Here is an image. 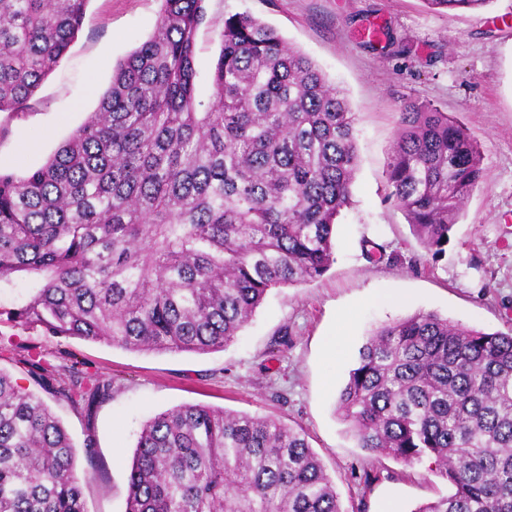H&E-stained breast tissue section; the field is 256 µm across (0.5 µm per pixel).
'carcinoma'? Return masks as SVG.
I'll list each match as a JSON object with an SVG mask.
<instances>
[{
  "mask_svg": "<svg viewBox=\"0 0 512 512\" xmlns=\"http://www.w3.org/2000/svg\"><path fill=\"white\" fill-rule=\"evenodd\" d=\"M88 0H0V112L27 108ZM205 0H162L153 34L113 67L98 110L39 168L0 172V289L30 281L0 324L138 352L233 343L275 288L321 278L358 165L347 94L249 13L224 17L213 100L195 99ZM453 15L492 0H425ZM446 112L406 102L389 197L423 247L486 177ZM47 394L91 409L112 381L28 360ZM358 446L425 459L453 493L411 512H512V329L418 311L383 324L338 397ZM74 447L39 394L0 370V512H85ZM125 512H343L300 426L201 404L140 431Z\"/></svg>",
  "mask_w": 512,
  "mask_h": 512,
  "instance_id": "cac0c4a2",
  "label": "carcinoma"
}]
</instances>
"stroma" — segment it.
<instances>
[{
  "label": "stroma",
  "mask_w": 512,
  "mask_h": 512,
  "mask_svg": "<svg viewBox=\"0 0 512 512\" xmlns=\"http://www.w3.org/2000/svg\"><path fill=\"white\" fill-rule=\"evenodd\" d=\"M196 39V99L212 98L210 74L225 15L249 12L345 89L356 118L359 162L353 204L336 226V261L320 279L270 291L238 340L205 354L134 352L78 338L0 327V369L33 388L25 359L57 374L79 361L112 382V397L85 409L51 407L76 446L93 440L83 487L87 512H125L128 474L145 421L200 403L273 415L303 426L344 512H411L452 493L428 463L408 465L359 448L336 410L358 351L380 324L418 311L485 331L512 328V0L449 17L425 0H205ZM161 0H89L81 30L21 112H0V171L42 166L99 105L112 69L150 37ZM456 118L481 145L486 180L449 233L444 254L420 244L388 200L387 158L405 101ZM385 249L373 264L365 243ZM394 296L391 304L380 295ZM352 325L337 354L328 345L342 315ZM288 346L273 351L280 329Z\"/></svg>",
  "instance_id": "35a3bbf8"
}]
</instances>
